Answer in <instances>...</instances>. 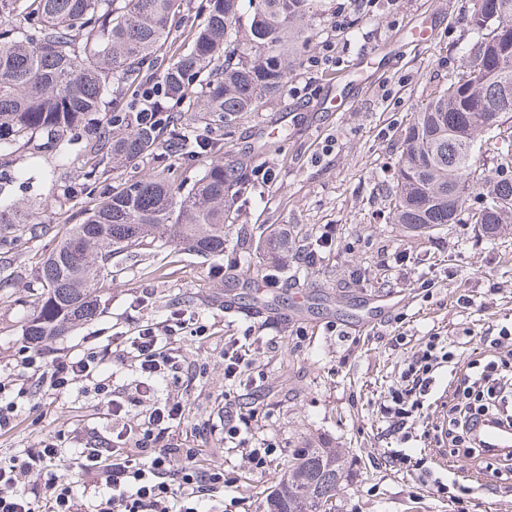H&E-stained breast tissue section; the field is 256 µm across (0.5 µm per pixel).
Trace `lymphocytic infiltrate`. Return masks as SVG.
<instances>
[{
    "label": "lymphocytic infiltrate",
    "instance_id": "lymphocytic-infiltrate-1",
    "mask_svg": "<svg viewBox=\"0 0 512 512\" xmlns=\"http://www.w3.org/2000/svg\"><path fill=\"white\" fill-rule=\"evenodd\" d=\"M200 336L183 311H175L159 324L140 325L133 335L112 340L114 356L134 355L142 377L138 398L150 397L151 381L158 376H178L185 359L177 344L183 335ZM480 354L464 360L456 344L437 334L409 349L403 366L388 386L380 406L387 437L407 443L416 422L431 400L439 370H448L454 390L448 399L445 435L455 456L497 470L512 479V459L483 453L471 437V425L491 417L512 427V325L478 339ZM104 356L86 348L59 354L44 363L39 351L26 350L21 363L38 372L40 384L61 394L89 382L119 430L113 442L89 437L74 458L81 475L74 482L57 472L55 464L64 450L54 440L40 441L22 457L0 462V512H200L204 502L224 487V471L200 463L199 452L168 442L181 422V401H155L147 421L130 426L122 421L125 404L115 399L102 378ZM249 414L240 412L232 399L224 401V440L247 448L243 436ZM248 460L265 466L270 448H247Z\"/></svg>",
    "mask_w": 512,
    "mask_h": 512
}]
</instances>
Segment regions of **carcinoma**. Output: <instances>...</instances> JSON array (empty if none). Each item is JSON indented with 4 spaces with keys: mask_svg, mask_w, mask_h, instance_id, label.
Listing matches in <instances>:
<instances>
[{
    "mask_svg": "<svg viewBox=\"0 0 512 512\" xmlns=\"http://www.w3.org/2000/svg\"><path fill=\"white\" fill-rule=\"evenodd\" d=\"M251 10L244 30L243 3ZM183 13V0H0V156L19 149L38 162L44 149L69 162L68 133L96 131L86 149L112 159V167L163 150L199 156L216 146L194 134L199 118L215 129L234 127L261 100L281 96L301 48L312 38L311 21L323 0H209L188 47L165 59L160 51ZM469 23L478 34L467 52L468 76L451 81L413 116L404 130L398 161L394 223L413 231L442 224H474L486 234L512 223V0H475ZM162 67L167 95L155 99L148 124L135 112L104 119L109 76L121 92L139 84L144 68ZM202 78L206 91L190 89ZM184 103L174 112L169 102ZM127 134L111 139V127ZM500 145L494 158L502 177L476 174L480 144ZM243 156L211 161L185 190L171 168L114 187L91 167L85 185L104 201L61 235L42 265V291L24 323L29 344L66 335L97 314V285L112 276V256L153 237L211 256L224 254V234L238 217L237 202L250 185ZM480 203L469 204L472 194ZM36 238L49 231L28 209L0 202V228ZM260 247L288 251L281 232ZM339 448H300L269 491L262 512H336L345 480Z\"/></svg>",
    "mask_w": 512,
    "mask_h": 512,
    "instance_id": "cac0c4a2",
    "label": "carcinoma"
}]
</instances>
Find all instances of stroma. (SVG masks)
<instances>
[{"instance_id":"obj_1","label":"stroma","mask_w":512,"mask_h":512,"mask_svg":"<svg viewBox=\"0 0 512 512\" xmlns=\"http://www.w3.org/2000/svg\"><path fill=\"white\" fill-rule=\"evenodd\" d=\"M330 3L284 94L219 135L221 155L243 154L257 141L266 145L250 158L256 188L239 201L241 217L223 256L144 240L122 254L117 275L101 283L97 315L45 346L44 358L84 348L106 351L113 336L187 310L201 318L207 333L181 345L192 379L162 387L160 395L186 404L185 420L172 437L224 469L214 512H260L294 451L309 446L345 454L338 512H453L447 498L417 475L388 465L391 449L381 438L377 407L406 355L390 345L391 336L403 334L414 346L436 333L463 342L465 333L477 337L512 321V224L491 238L464 223L413 233L395 224L391 212L405 126L436 90L468 73L464 56L477 34L466 19L474 0H370L362 11L353 0ZM415 27L428 31V42H414ZM327 41L336 46L330 64L320 61ZM365 50L377 53L373 68L349 84L336 83L334 73L352 69ZM85 144L82 138L73 142L64 168L51 153L35 166L23 152L0 156V198L30 206L36 223L51 227L35 241L0 232V380H16L31 391L16 429L0 436V459L59 435L71 449L94 434L112 436V419L92 392L82 386L66 394L45 392L18 367L26 347L22 325L40 288L39 267L64 230L99 202L84 187ZM327 224L336 228L333 242L319 247L311 267H302L294 251L272 267L256 250L260 234L283 226L316 245ZM271 273L279 304H302V316L284 320L245 312L255 282ZM495 284L500 293L488 295ZM386 294L398 296L400 307L366 331H349V324L370 315L368 298ZM463 294L474 295L473 307L458 306ZM143 295L146 306L132 309ZM329 319L335 329L325 328ZM230 336L244 338L249 350L247 371L237 382L224 378V340ZM228 393L256 410L247 431L251 447L276 449L265 468L224 443L219 408ZM408 452L438 459L461 484L483 477L485 489L472 495L466 512H512V480L501 481L489 469L476 472L430 434Z\"/></svg>"}]
</instances>
